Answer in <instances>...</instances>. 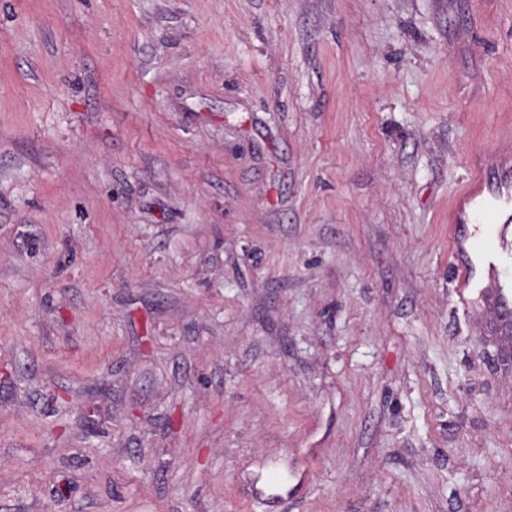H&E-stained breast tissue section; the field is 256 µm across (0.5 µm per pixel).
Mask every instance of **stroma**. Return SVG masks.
Returning <instances> with one entry per match:
<instances>
[{
  "label": "stroma",
  "instance_id": "obj_1",
  "mask_svg": "<svg viewBox=\"0 0 512 512\" xmlns=\"http://www.w3.org/2000/svg\"><path fill=\"white\" fill-rule=\"evenodd\" d=\"M509 142L512 0H0V512H512ZM486 195L495 203L487 205L478 201ZM449 222L456 224L471 222L474 227L473 232L469 234L459 238L454 235L455 249L470 255L469 266H463L456 271L455 291L459 299L466 303L474 290L483 291L482 288H478L479 283L475 281L473 275L475 265L472 255H475L488 269L489 274L502 277L497 288V300L503 308L510 310L512 308V257L500 253L493 239L487 238L485 232L481 231L486 224L512 222L510 179H502L500 184L491 185L478 177L474 178L468 191L459 197L456 210L449 216Z\"/></svg>",
  "mask_w": 512,
  "mask_h": 512
}]
</instances>
